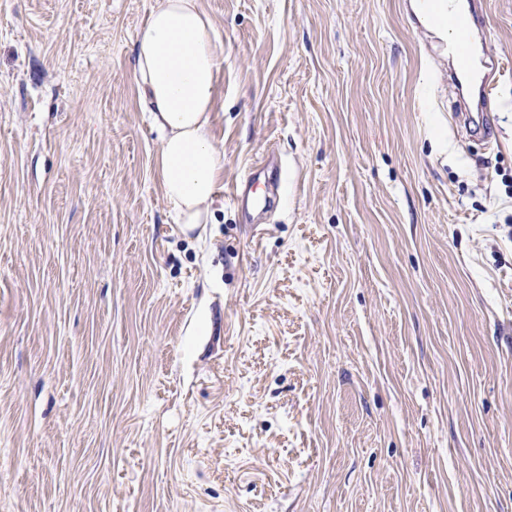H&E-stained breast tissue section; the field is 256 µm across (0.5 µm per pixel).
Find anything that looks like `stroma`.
<instances>
[{"mask_svg":"<svg viewBox=\"0 0 512 512\" xmlns=\"http://www.w3.org/2000/svg\"><path fill=\"white\" fill-rule=\"evenodd\" d=\"M154 2L0 0V512H512V67L467 126L408 0H199L224 179L185 235Z\"/></svg>","mask_w":512,"mask_h":512,"instance_id":"35a3bbf8","label":"stroma"}]
</instances>
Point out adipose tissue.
<instances>
[{
  "instance_id": "ef3b65f1",
  "label": "adipose tissue",
  "mask_w": 512,
  "mask_h": 512,
  "mask_svg": "<svg viewBox=\"0 0 512 512\" xmlns=\"http://www.w3.org/2000/svg\"><path fill=\"white\" fill-rule=\"evenodd\" d=\"M221 54L198 0H155L136 38V74L162 135L156 157L176 223L209 224L224 174L211 133Z\"/></svg>"
}]
</instances>
